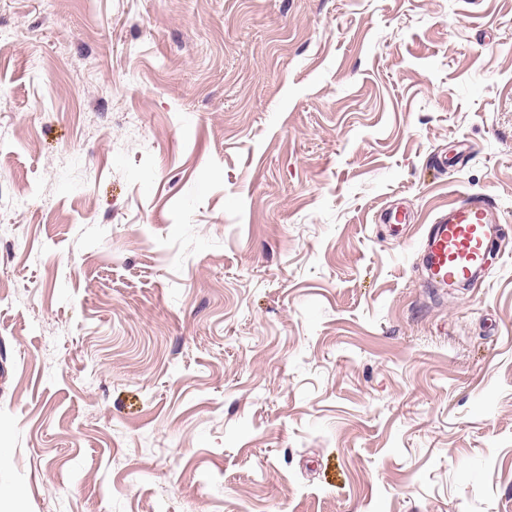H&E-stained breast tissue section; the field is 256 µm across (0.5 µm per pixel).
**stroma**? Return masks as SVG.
Masks as SVG:
<instances>
[{
  "instance_id": "obj_1",
  "label": "stroma",
  "mask_w": 512,
  "mask_h": 512,
  "mask_svg": "<svg viewBox=\"0 0 512 512\" xmlns=\"http://www.w3.org/2000/svg\"><path fill=\"white\" fill-rule=\"evenodd\" d=\"M0 453V512H512V0H0ZM496 224L490 206L482 201L452 204L431 224L422 241L423 261L434 283L472 282Z\"/></svg>"
}]
</instances>
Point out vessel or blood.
I'll use <instances>...</instances> for the list:
<instances>
[{
    "instance_id": "vessel-or-blood-1",
    "label": "vessel or blood",
    "mask_w": 512,
    "mask_h": 512,
    "mask_svg": "<svg viewBox=\"0 0 512 512\" xmlns=\"http://www.w3.org/2000/svg\"><path fill=\"white\" fill-rule=\"evenodd\" d=\"M495 222L485 202L450 205L422 241L423 261L431 281L443 287L474 281Z\"/></svg>"
}]
</instances>
